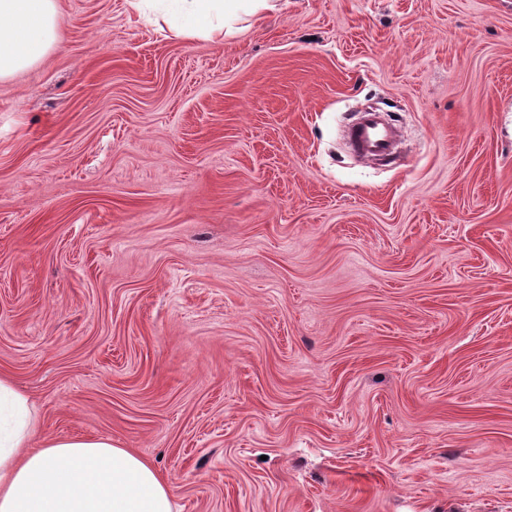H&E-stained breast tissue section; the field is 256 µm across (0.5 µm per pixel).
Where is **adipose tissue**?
I'll return each mask as SVG.
<instances>
[{
    "mask_svg": "<svg viewBox=\"0 0 512 512\" xmlns=\"http://www.w3.org/2000/svg\"><path fill=\"white\" fill-rule=\"evenodd\" d=\"M178 36L221 38L268 0H129ZM61 0H0V82L60 44ZM31 397L0 374V512H175L171 488L143 458L103 437H38Z\"/></svg>",
    "mask_w": 512,
    "mask_h": 512,
    "instance_id": "ef3b65f1",
    "label": "adipose tissue"
}]
</instances>
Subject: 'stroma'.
<instances>
[{"label": "stroma", "mask_w": 512, "mask_h": 512, "mask_svg": "<svg viewBox=\"0 0 512 512\" xmlns=\"http://www.w3.org/2000/svg\"><path fill=\"white\" fill-rule=\"evenodd\" d=\"M0 82V374L176 512H512V0H63ZM372 100L388 163L343 131ZM270 0H129L142 13L153 9L175 36L224 38L241 31L234 24L241 13L254 17Z\"/></svg>", "instance_id": "35a3bbf8"}]
</instances>
